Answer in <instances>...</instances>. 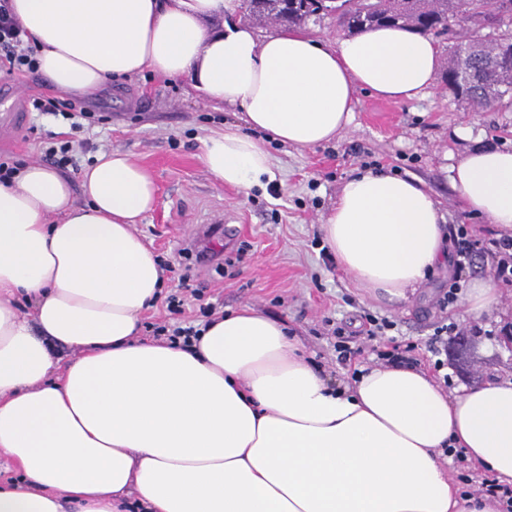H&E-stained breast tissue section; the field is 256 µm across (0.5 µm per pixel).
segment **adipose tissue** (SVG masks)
Returning a JSON list of instances; mask_svg holds the SVG:
<instances>
[{
  "label": "adipose tissue",
  "instance_id": "1",
  "mask_svg": "<svg viewBox=\"0 0 512 512\" xmlns=\"http://www.w3.org/2000/svg\"><path fill=\"white\" fill-rule=\"evenodd\" d=\"M9 5L64 93L148 69L240 107L247 132L200 146L234 188L274 179L268 142H328L351 125L357 90L411 101L441 64L434 39L407 28L262 37L241 0ZM450 179L468 211L512 230V147L465 151ZM156 203L153 177L120 151L98 153L76 188L39 162L0 184V455L21 474L0 485V512H122L131 495L144 512H501L439 457L462 451L512 484L510 376L452 394L421 369L378 365L335 385L250 305L187 345L141 338L165 275L134 226ZM443 219L418 178L360 170L323 217L322 244L356 287L399 303L445 264Z\"/></svg>",
  "mask_w": 512,
  "mask_h": 512
}]
</instances>
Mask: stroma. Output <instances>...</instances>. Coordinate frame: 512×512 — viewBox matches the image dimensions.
I'll return each mask as SVG.
<instances>
[{
	"label": "stroma",
	"mask_w": 512,
	"mask_h": 512,
	"mask_svg": "<svg viewBox=\"0 0 512 512\" xmlns=\"http://www.w3.org/2000/svg\"><path fill=\"white\" fill-rule=\"evenodd\" d=\"M354 119L332 141L314 148L270 143L274 180L262 187L236 189L215 181L200 159V140L209 131L242 126L243 114L233 106L197 96L189 77L165 79L143 71L112 83L88 97L100 117L84 138L92 150L80 154L87 164L96 150L130 153L154 175L155 209L136 227L161 262L171 267L164 297L146 312L144 323L199 321V303L226 311L244 304L284 321L312 362L331 379L346 380L351 370L340 364L333 326L363 313L395 320L397 340L416 345L419 369L433 371L429 349L433 329L442 318L464 328L463 345L446 356L448 386H473L512 373V284L499 285V303L482 318L464 317L461 305L447 312L436 306L448 267L435 274L408 301L392 306L357 288L332 255L314 246L323 215L334 205L344 181L357 170L372 169L414 176L439 202L446 226L488 228L486 219L468 213L450 183L447 165L469 149L457 137L469 127L484 146H512V112H476L453 100L444 84L422 97L394 103L357 91ZM68 122L28 113L14 130L13 144H0V154L15 160L44 162L49 142L70 138ZM212 249L231 259L228 268L202 262L199 251ZM188 283H181L182 275ZM198 290L187 297L182 317L167 308L168 295L183 287Z\"/></svg>",
	"instance_id": "1"
}]
</instances>
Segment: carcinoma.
<instances>
[{
  "label": "carcinoma",
  "mask_w": 512,
  "mask_h": 512,
  "mask_svg": "<svg viewBox=\"0 0 512 512\" xmlns=\"http://www.w3.org/2000/svg\"><path fill=\"white\" fill-rule=\"evenodd\" d=\"M243 14L259 24L299 26L336 17L352 34L400 26L448 37L444 71L455 99L477 111L512 112V0H242ZM496 15L503 23L477 36L470 21ZM455 17L463 28L451 30Z\"/></svg>",
  "instance_id": "1"
}]
</instances>
